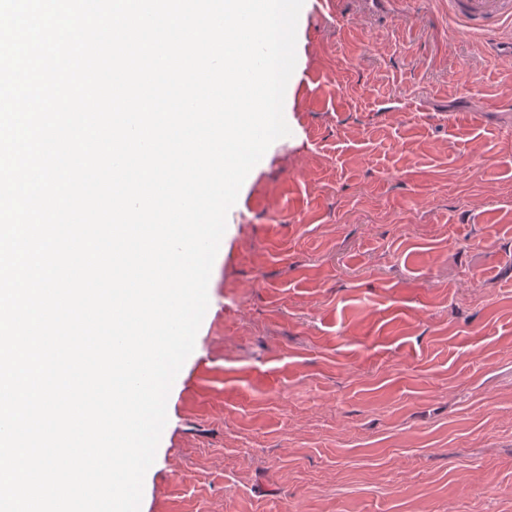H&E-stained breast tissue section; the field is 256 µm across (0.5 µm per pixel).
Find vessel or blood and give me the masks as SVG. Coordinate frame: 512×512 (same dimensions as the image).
Wrapping results in <instances>:
<instances>
[{"mask_svg": "<svg viewBox=\"0 0 512 512\" xmlns=\"http://www.w3.org/2000/svg\"><path fill=\"white\" fill-rule=\"evenodd\" d=\"M448 13L459 35L486 37L500 57L512 58V0H448Z\"/></svg>", "mask_w": 512, "mask_h": 512, "instance_id": "vessel-or-blood-1", "label": "vessel or blood"}]
</instances>
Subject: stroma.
Returning <instances> with one entry per match:
<instances>
[{
	"label": "stroma",
	"instance_id": "35a3bbf8",
	"mask_svg": "<svg viewBox=\"0 0 512 512\" xmlns=\"http://www.w3.org/2000/svg\"><path fill=\"white\" fill-rule=\"evenodd\" d=\"M454 29L305 0L140 512H512V61Z\"/></svg>",
	"mask_w": 512,
	"mask_h": 512
}]
</instances>
